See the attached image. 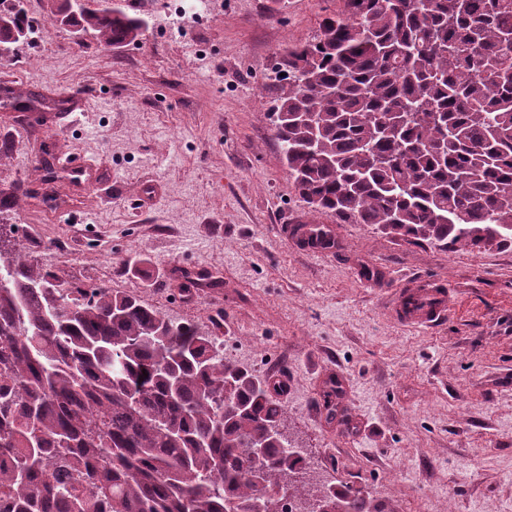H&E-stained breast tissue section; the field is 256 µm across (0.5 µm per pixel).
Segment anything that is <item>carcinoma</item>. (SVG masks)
I'll return each instance as SVG.
<instances>
[{"mask_svg": "<svg viewBox=\"0 0 512 512\" xmlns=\"http://www.w3.org/2000/svg\"><path fill=\"white\" fill-rule=\"evenodd\" d=\"M10 2L5 45L30 29ZM53 16L106 46L148 26L130 0ZM278 72L275 139L313 211L446 250L512 244V0H344ZM12 233L0 225V512H381L304 480L270 381L214 338L62 286Z\"/></svg>", "mask_w": 512, "mask_h": 512, "instance_id": "obj_1", "label": "carcinoma"}]
</instances>
